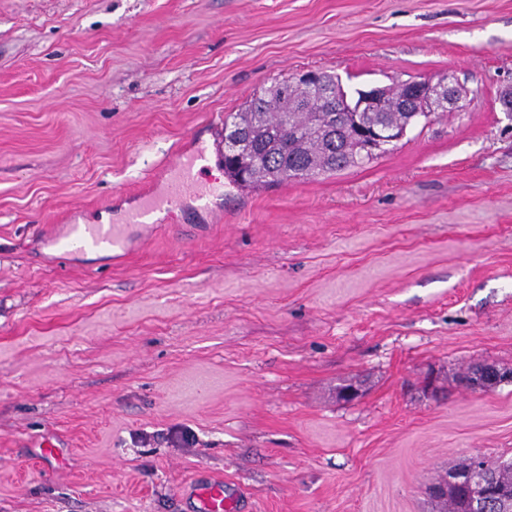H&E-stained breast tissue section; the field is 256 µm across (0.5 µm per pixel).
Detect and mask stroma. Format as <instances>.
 <instances>
[{
  "instance_id": "35a3bbf8",
  "label": "stroma",
  "mask_w": 512,
  "mask_h": 512,
  "mask_svg": "<svg viewBox=\"0 0 512 512\" xmlns=\"http://www.w3.org/2000/svg\"><path fill=\"white\" fill-rule=\"evenodd\" d=\"M307 69L451 72L465 108L318 179L210 163L208 206L56 248ZM511 87L512 0H0V512H187L212 475L237 512H433L459 458L512 460V384L418 389L512 367ZM127 224H75L69 232L72 250L110 251L120 248L125 240Z\"/></svg>"
}]
</instances>
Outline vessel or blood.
<instances>
[{
    "mask_svg": "<svg viewBox=\"0 0 512 512\" xmlns=\"http://www.w3.org/2000/svg\"><path fill=\"white\" fill-rule=\"evenodd\" d=\"M202 152L179 155L174 163L179 172L177 180L164 193L140 196L137 207L130 213L128 224L142 223L144 217L165 207H178L186 201L201 198L202 191L195 177V168ZM128 224H75L70 226L69 246L74 250L109 251L120 248L125 240ZM195 512H235L234 505L224 490V479L211 477L206 483L187 487Z\"/></svg>",
    "mask_w": 512,
    "mask_h": 512,
    "instance_id": "vessel-or-blood-1",
    "label": "vessel or blood"
}]
</instances>
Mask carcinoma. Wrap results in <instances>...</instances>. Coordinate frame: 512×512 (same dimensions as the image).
I'll return each mask as SVG.
<instances>
[{"mask_svg": "<svg viewBox=\"0 0 512 512\" xmlns=\"http://www.w3.org/2000/svg\"><path fill=\"white\" fill-rule=\"evenodd\" d=\"M321 89L287 79L262 87L236 112L224 115V129L242 135L248 144L243 159L224 157V175L239 187L266 188L294 179H312L348 167L361 166L360 141L355 123L366 128L410 129L424 103L405 105V89L399 82L387 86V98L375 111H331L327 94L336 107L357 104L362 88H347L337 75L323 71ZM491 482L512 488V461L483 458ZM436 512H470L467 492L440 498Z\"/></svg>", "mask_w": 512, "mask_h": 512, "instance_id": "1", "label": "carcinoma"}]
</instances>
